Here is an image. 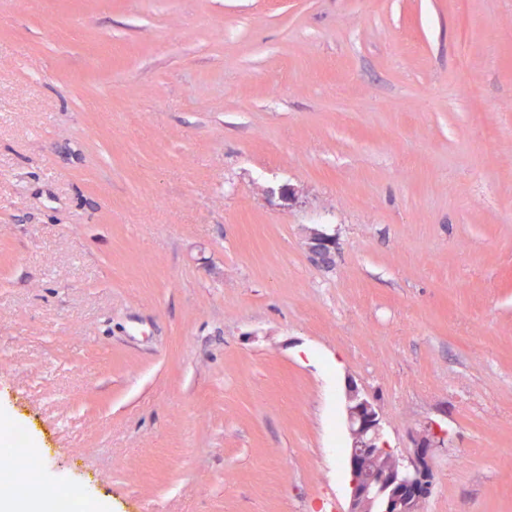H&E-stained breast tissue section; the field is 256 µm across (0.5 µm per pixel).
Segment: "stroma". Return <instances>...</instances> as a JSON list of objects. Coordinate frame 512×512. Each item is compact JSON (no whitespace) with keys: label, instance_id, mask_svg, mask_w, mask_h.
<instances>
[{"label":"stroma","instance_id":"stroma-1","mask_svg":"<svg viewBox=\"0 0 512 512\" xmlns=\"http://www.w3.org/2000/svg\"><path fill=\"white\" fill-rule=\"evenodd\" d=\"M350 379L392 448L447 413L423 512H512V0H0V406L45 466L345 512Z\"/></svg>","mask_w":512,"mask_h":512}]
</instances>
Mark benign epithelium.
<instances>
[{
	"label": "benign epithelium",
	"mask_w": 512,
	"mask_h": 512,
	"mask_svg": "<svg viewBox=\"0 0 512 512\" xmlns=\"http://www.w3.org/2000/svg\"><path fill=\"white\" fill-rule=\"evenodd\" d=\"M309 249L327 259L336 242L323 233L310 237ZM350 472L347 512H422L434 481V456L448 444V429L428 419L408 434L409 446L394 453L384 439V422L374 397L349 383L346 387Z\"/></svg>",
	"instance_id": "1"
}]
</instances>
